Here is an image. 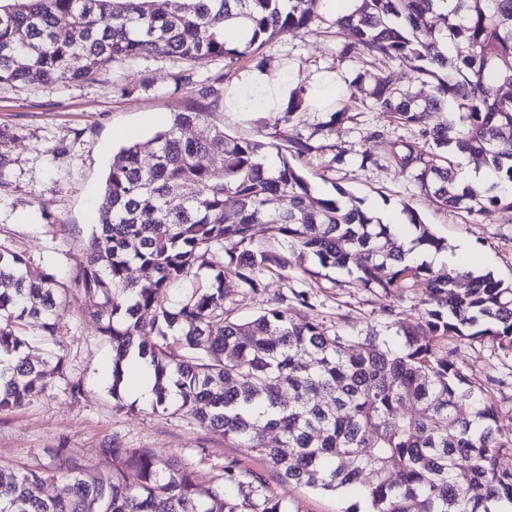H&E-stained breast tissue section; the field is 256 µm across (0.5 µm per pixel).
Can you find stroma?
Instances as JSON below:
<instances>
[{
    "label": "stroma",
    "instance_id": "obj_1",
    "mask_svg": "<svg viewBox=\"0 0 512 512\" xmlns=\"http://www.w3.org/2000/svg\"><path fill=\"white\" fill-rule=\"evenodd\" d=\"M317 12L321 20L312 30L276 37L259 54L238 60H117L77 84L0 83V154L11 160L0 178V247L25 252L31 277L50 272L62 284L57 331L44 336L32 330L28 353L35 360L53 352L65 358L62 375L44 393L21 408L0 412V469L52 465L62 448L89 472L108 473L112 457L107 448L116 441L180 458L204 486L222 483L225 461L238 459L284 497L288 512H350L361 506L356 490L283 487L255 453L234 447L221 431L201 427L184 413H157L147 404L132 411L119 408L111 392L112 347L100 336L77 279L113 154L127 142L149 141L174 110L200 105L199 84L205 81L221 97L202 121L185 130L186 138L208 137L218 126L232 137L278 143L286 130L297 131L314 147L303 167L315 196H332L341 188L381 218L412 207L463 265L512 282V213L475 222L437 206L386 156L362 164L363 154L374 150L371 130L384 129L387 140L396 143L413 139L414 133L387 113L364 111L369 87L361 79L364 67L342 56L346 38L328 26L335 10L322 5ZM254 72L303 89L308 107L289 123L279 122L277 113L266 108L264 90L247 83ZM342 107L347 119L330 123V114ZM299 287L308 291L315 316L329 331L351 335L384 333L391 311L420 313L424 298L419 288L386 298L357 285L344 270L323 269L315 276L267 278L257 294L226 284L224 310L230 318L248 319ZM448 347L475 388L491 394L500 423L512 427V350L456 338Z\"/></svg>",
    "mask_w": 512,
    "mask_h": 512
}]
</instances>
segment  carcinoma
<instances>
[{
	"label": "carcinoma",
	"mask_w": 512,
	"mask_h": 512,
	"mask_svg": "<svg viewBox=\"0 0 512 512\" xmlns=\"http://www.w3.org/2000/svg\"><path fill=\"white\" fill-rule=\"evenodd\" d=\"M319 0H14L0 7V82L75 84L115 60L169 57L184 61L243 58L277 36L310 30ZM332 26L347 31L343 55L370 67L364 106L386 112L417 137L389 150L390 162L410 173L439 206L485 220L512 212V0H353ZM65 24H60V19ZM397 64L423 83L424 100L384 75ZM456 120L433 123L445 102ZM306 105L292 93L279 118L287 123ZM205 105L173 113L170 125L144 146L132 143L112 158L99 218L78 279L98 331L112 344V397L130 352L153 370L154 410L170 406L224 439L259 454L285 487L337 491L372 477L363 497L370 512H492L512 504V428L499 425L495 402L476 393L448 351L450 337L490 339L512 350V283L493 273L462 269L440 275L415 249L448 251L409 207L416 236L406 242L391 225L361 208L341 189L314 198L299 162L313 146L297 132L280 147L259 139H185ZM278 163L267 164L271 154ZM210 156L202 165L198 158ZM477 158L495 181L475 188L458 180L460 159ZM182 188L176 197L174 186ZM268 225L309 275L345 269L365 288L393 296L426 291L418 316L389 325L402 347L376 334L331 333L311 314L272 305L257 317L224 316V284L251 293L265 276L288 278L292 265L257 242ZM150 274L141 285L131 266ZM24 254L0 248V411L22 407L61 374L64 356L33 362L27 328L56 333L61 288L51 274L32 279ZM204 279L182 299L173 288ZM467 282L456 287V280ZM290 397L283 398V391ZM277 445L267 442L271 433ZM108 474L87 472L67 456L52 468L0 470V512H254L226 487L253 477L264 512H286L283 499L239 462L224 463L223 483L198 484L191 466L149 448L107 449ZM63 482L65 497L45 498L44 484Z\"/></svg>",
	"instance_id": "cac0c4a2"
}]
</instances>
